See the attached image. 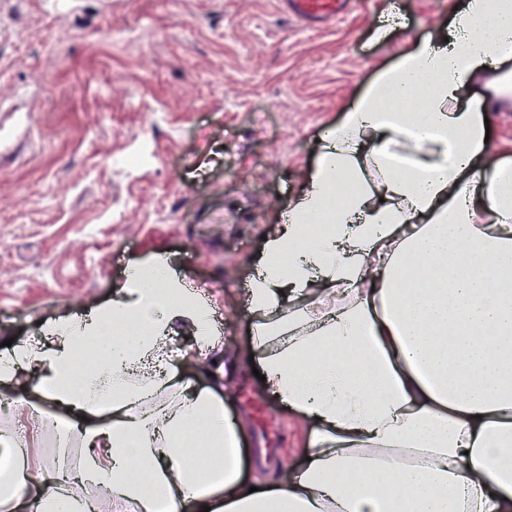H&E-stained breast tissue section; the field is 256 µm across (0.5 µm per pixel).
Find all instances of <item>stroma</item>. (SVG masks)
<instances>
[{
  "mask_svg": "<svg viewBox=\"0 0 512 512\" xmlns=\"http://www.w3.org/2000/svg\"><path fill=\"white\" fill-rule=\"evenodd\" d=\"M460 2L357 0L311 30L277 0H0V343L92 315L164 255L212 299L245 478L300 470L311 426L248 365L247 282L325 132Z\"/></svg>",
  "mask_w": 512,
  "mask_h": 512,
  "instance_id": "stroma-1",
  "label": "stroma"
}]
</instances>
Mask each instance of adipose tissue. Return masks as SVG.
<instances>
[{
    "mask_svg": "<svg viewBox=\"0 0 512 512\" xmlns=\"http://www.w3.org/2000/svg\"><path fill=\"white\" fill-rule=\"evenodd\" d=\"M511 51L512 0H464L446 37L412 40L366 84L267 232L248 281L253 365L311 425L299 476L245 482L223 384L197 388L173 366L180 329L223 362L209 305L158 261L129 270L96 316L52 325L54 349L0 359V396L69 413L81 458L74 483L55 486L1 429L14 463L0 512H155L160 498L168 512H512V160L489 151L486 104L462 95ZM342 176L353 189L341 197ZM322 217L328 233L301 245ZM319 283L335 304L299 305ZM123 317L144 332L112 339ZM82 346L97 360L77 376ZM201 415L224 464L214 478L186 463Z\"/></svg>",
    "mask_w": 512,
    "mask_h": 512,
    "instance_id": "adipose-tissue-1",
    "label": "adipose tissue"
}]
</instances>
